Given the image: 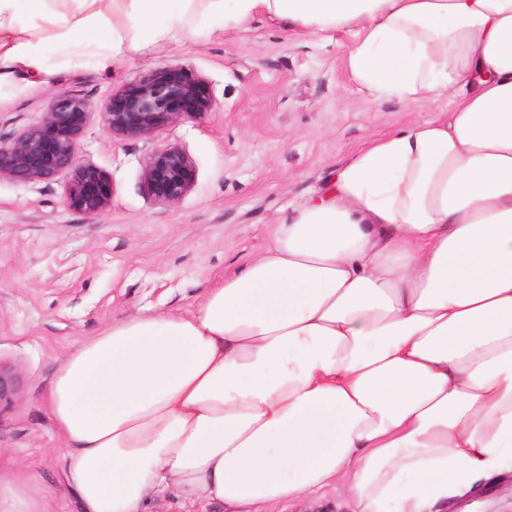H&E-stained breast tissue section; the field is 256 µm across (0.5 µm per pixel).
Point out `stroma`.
Instances as JSON below:
<instances>
[{
    "label": "stroma",
    "mask_w": 512,
    "mask_h": 512,
    "mask_svg": "<svg viewBox=\"0 0 512 512\" xmlns=\"http://www.w3.org/2000/svg\"><path fill=\"white\" fill-rule=\"evenodd\" d=\"M345 36L309 38L258 15L231 34L198 23L178 42L144 41L112 73L48 53L47 83L0 93V138L74 92L101 107L148 71L181 64L206 77L217 106L202 122L162 127L152 143L121 140L94 116L79 155L109 172L111 209L97 219L64 201L65 175L0 180V363L19 389L0 408V472L37 475L51 512H79L57 457L46 390L54 369L104 327L159 310H187L202 288L246 266L273 226L321 193L337 166L376 138L447 111L373 98L345 63ZM181 143L196 169L177 205L154 204L141 174L150 147ZM448 512H512V475L454 500Z\"/></svg>",
    "instance_id": "35a3bbf8"
}]
</instances>
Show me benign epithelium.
Masks as SVG:
<instances>
[{
    "instance_id": "1",
    "label": "benign epithelium",
    "mask_w": 512,
    "mask_h": 512,
    "mask_svg": "<svg viewBox=\"0 0 512 512\" xmlns=\"http://www.w3.org/2000/svg\"><path fill=\"white\" fill-rule=\"evenodd\" d=\"M216 106L208 81L176 64L146 72L113 92L100 115L112 136L148 143L158 129L184 117L206 120ZM93 115L85 97L56 94L38 120L8 142L0 141V178L36 183L65 173L68 206L91 218L105 214L112 204L111 176L78 155L79 140ZM195 177L188 151L169 143L146 154L141 183L154 203L172 206L192 191Z\"/></svg>"
}]
</instances>
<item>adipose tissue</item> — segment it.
<instances>
[{"instance_id":"adipose-tissue-1","label":"adipose tissue","mask_w":512,"mask_h":512,"mask_svg":"<svg viewBox=\"0 0 512 512\" xmlns=\"http://www.w3.org/2000/svg\"><path fill=\"white\" fill-rule=\"evenodd\" d=\"M117 51L257 14L348 34L379 98L448 111L344 161L192 310L106 326L48 389L81 512L168 491L228 512L340 485L354 512H445L512 473V0H0V89L50 80L18 21ZM0 475V512H46Z\"/></svg>"}]
</instances>
